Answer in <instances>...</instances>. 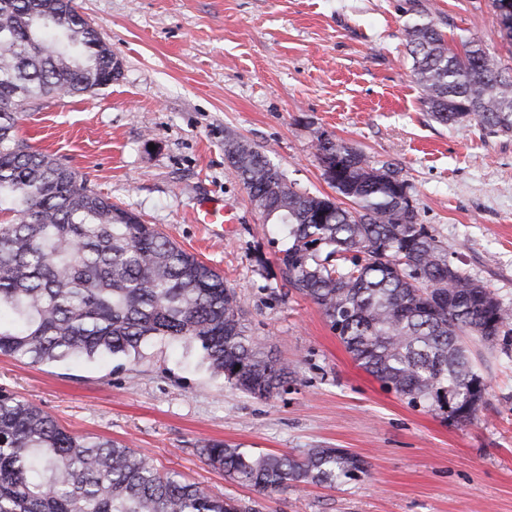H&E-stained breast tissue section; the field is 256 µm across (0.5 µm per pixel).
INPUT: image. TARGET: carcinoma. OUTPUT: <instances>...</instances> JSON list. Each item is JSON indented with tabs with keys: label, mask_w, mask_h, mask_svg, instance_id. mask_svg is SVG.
Wrapping results in <instances>:
<instances>
[{
	"label": "carcinoma",
	"mask_w": 512,
	"mask_h": 512,
	"mask_svg": "<svg viewBox=\"0 0 512 512\" xmlns=\"http://www.w3.org/2000/svg\"><path fill=\"white\" fill-rule=\"evenodd\" d=\"M420 102L441 124L512 133V73L481 42L448 46L423 10L405 28ZM121 63L75 0H0V356L32 363L129 356L167 338L201 349L212 375L254 398L286 391L295 368L265 353L224 277L131 210L95 191L65 160L18 136L24 106L82 96ZM338 197L313 195L250 142L224 156L288 240V286L321 310L353 359L414 408L472 421L488 387L470 339L492 344L512 321L493 290L458 267L417 223L399 171L331 137L317 145ZM451 293L455 301L436 298ZM200 458L230 479L277 494L366 472L343 448L300 456L212 442ZM0 512H251L162 473L126 444L74 434L23 397L0 391Z\"/></svg>",
	"instance_id": "cac0c4a2"
}]
</instances>
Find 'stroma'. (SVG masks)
<instances>
[{"label": "stroma", "mask_w": 512, "mask_h": 512, "mask_svg": "<svg viewBox=\"0 0 512 512\" xmlns=\"http://www.w3.org/2000/svg\"><path fill=\"white\" fill-rule=\"evenodd\" d=\"M415 1L450 44L481 41L512 69L491 0H76L121 74L26 108L19 136L221 273L252 333L293 362L296 380L276 398H252L212 377L198 350L157 338L131 357L0 356V389L253 512H512V324L492 347L472 344L489 361L474 420L411 408L353 360L315 304L289 292L278 262L286 242L224 157L225 136L247 140L295 188L328 196L321 136L393 164L418 223L512 312V133L444 125L423 109L405 42ZM205 195L223 197L235 223H195ZM210 441L254 453L344 448L367 473L267 495L209 467L198 450Z\"/></svg>", "instance_id": "1"}]
</instances>
